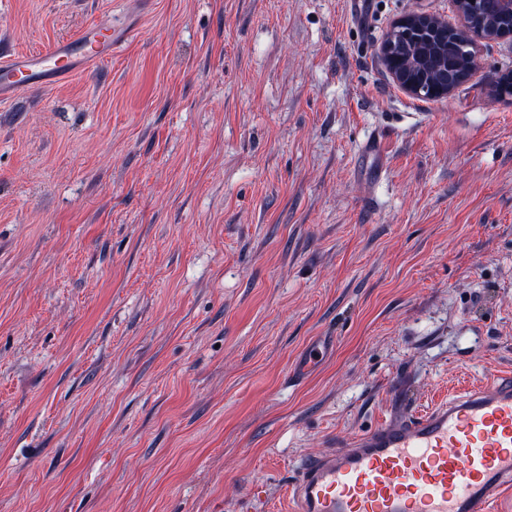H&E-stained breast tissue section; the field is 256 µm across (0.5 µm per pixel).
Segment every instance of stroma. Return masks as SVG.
Segmentation results:
<instances>
[{"mask_svg":"<svg viewBox=\"0 0 512 512\" xmlns=\"http://www.w3.org/2000/svg\"><path fill=\"white\" fill-rule=\"evenodd\" d=\"M409 14L460 23L0 0L8 54L116 35L0 101V512H289L303 459L512 374V39L420 99L380 58Z\"/></svg>","mask_w":512,"mask_h":512,"instance_id":"1","label":"stroma"}]
</instances>
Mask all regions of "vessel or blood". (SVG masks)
Listing matches in <instances>:
<instances>
[{"label":"vessel or blood","mask_w":512,"mask_h":512,"mask_svg":"<svg viewBox=\"0 0 512 512\" xmlns=\"http://www.w3.org/2000/svg\"><path fill=\"white\" fill-rule=\"evenodd\" d=\"M104 26L45 53L0 57V101L51 86L112 53ZM512 494V380L417 412L399 411L348 444L302 460L289 512H492Z\"/></svg>","instance_id":"vessel-or-blood-1"}]
</instances>
